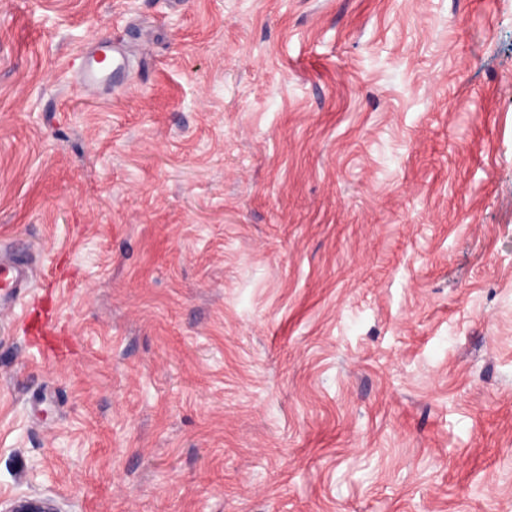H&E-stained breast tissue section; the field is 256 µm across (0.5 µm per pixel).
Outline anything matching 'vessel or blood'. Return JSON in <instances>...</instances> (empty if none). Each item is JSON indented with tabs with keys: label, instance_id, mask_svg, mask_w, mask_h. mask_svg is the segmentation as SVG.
I'll use <instances>...</instances> for the list:
<instances>
[{
	"label": "vessel or blood",
	"instance_id": "b4317fda",
	"mask_svg": "<svg viewBox=\"0 0 512 512\" xmlns=\"http://www.w3.org/2000/svg\"><path fill=\"white\" fill-rule=\"evenodd\" d=\"M129 58L114 42L100 40L94 50L81 51L79 63L71 70L77 86L86 97L98 93L125 74ZM31 275L27 266L9 254H0V297H10L26 287Z\"/></svg>",
	"mask_w": 512,
	"mask_h": 512
}]
</instances>
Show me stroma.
<instances>
[{"mask_svg":"<svg viewBox=\"0 0 512 512\" xmlns=\"http://www.w3.org/2000/svg\"><path fill=\"white\" fill-rule=\"evenodd\" d=\"M2 237L0 512H512V0H0ZM107 56L112 66H104ZM79 64L71 70L77 86L86 97H97L105 87L111 85L115 78L126 73L129 58L126 52L107 39H101L92 51L83 50L78 58ZM32 278L28 267L9 254H0V301L1 297H10L26 288Z\"/></svg>","mask_w":512,"mask_h":512,"instance_id":"obj_1","label":"stroma"}]
</instances>
